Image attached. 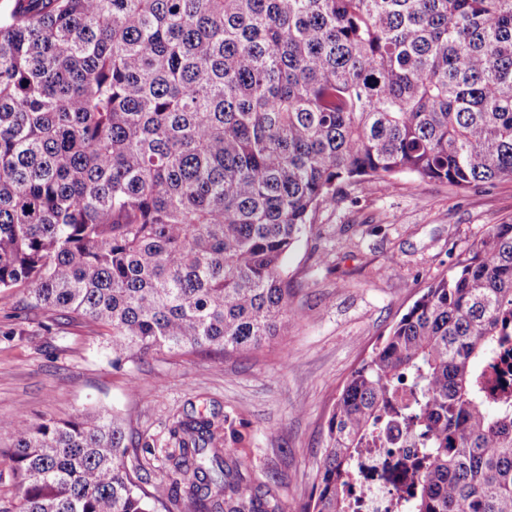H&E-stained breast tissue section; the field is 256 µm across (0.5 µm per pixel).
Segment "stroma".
I'll return each mask as SVG.
<instances>
[{"mask_svg":"<svg viewBox=\"0 0 512 512\" xmlns=\"http://www.w3.org/2000/svg\"><path fill=\"white\" fill-rule=\"evenodd\" d=\"M491 224H512L510 179L465 190L408 173L365 183L316 211L288 255L300 319L261 351L231 356L158 352L119 370L83 323L45 329L18 292H0V419L120 416L154 444L140 459L162 484L170 427L200 413L248 480L282 512H302L338 391Z\"/></svg>","mask_w":512,"mask_h":512,"instance_id":"stroma-1","label":"stroma"}]
</instances>
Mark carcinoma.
<instances>
[{"instance_id":"cac0c4a2","label":"carcinoma","mask_w":512,"mask_h":512,"mask_svg":"<svg viewBox=\"0 0 512 512\" xmlns=\"http://www.w3.org/2000/svg\"><path fill=\"white\" fill-rule=\"evenodd\" d=\"M400 173L512 179V0H12L0 13V291L111 329L112 366L258 350L299 319L285 261L312 216ZM512 343V224H493L343 387L304 512H353L361 449L418 450L402 512H512V405L476 363ZM16 512H280L174 423L147 488L119 418L0 419Z\"/></svg>"}]
</instances>
